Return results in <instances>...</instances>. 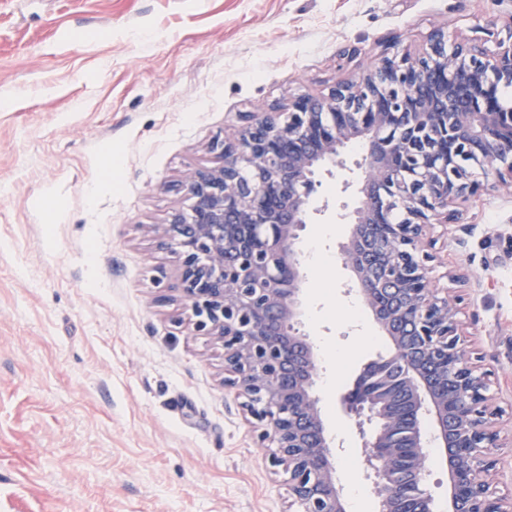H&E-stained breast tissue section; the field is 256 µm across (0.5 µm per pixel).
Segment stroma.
<instances>
[{
	"mask_svg": "<svg viewBox=\"0 0 512 512\" xmlns=\"http://www.w3.org/2000/svg\"><path fill=\"white\" fill-rule=\"evenodd\" d=\"M511 15L512 0H0V512H288L158 229L238 113L320 93L392 38L415 49ZM349 43L362 53L343 67ZM317 202L301 320L327 429L373 512L338 400L392 347L348 311L334 179ZM456 208L432 275L460 297L464 347L500 411L493 485L508 499L512 189Z\"/></svg>",
	"mask_w": 512,
	"mask_h": 512,
	"instance_id": "stroma-1",
	"label": "stroma"
}]
</instances>
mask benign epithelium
Returning <instances> with one entry per match:
<instances>
[{"label": "benign epithelium", "instance_id": "7a95c632", "mask_svg": "<svg viewBox=\"0 0 512 512\" xmlns=\"http://www.w3.org/2000/svg\"><path fill=\"white\" fill-rule=\"evenodd\" d=\"M473 38L433 31L417 51L384 48L356 75L270 112L238 113L210 143L218 164L185 179L188 205L162 225L196 331L224 351V387L243 398L269 462L287 475L292 512H347L333 438L314 386L318 362L298 327L295 241L330 163L353 140L365 168L342 264L393 351L363 366L340 398L363 440V474L378 512H433L422 488L444 449L448 512H512L488 480L499 431L483 377L462 347L455 299L430 277L435 224L457 200L512 185V19ZM489 164L482 180L473 162ZM433 426L427 437L423 422Z\"/></svg>", "mask_w": 512, "mask_h": 512}]
</instances>
